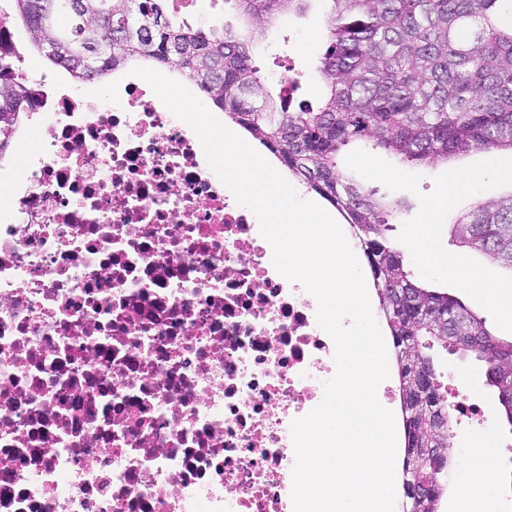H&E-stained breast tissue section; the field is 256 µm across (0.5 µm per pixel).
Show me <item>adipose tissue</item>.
Instances as JSON below:
<instances>
[{"label": "adipose tissue", "mask_w": 512, "mask_h": 512, "mask_svg": "<svg viewBox=\"0 0 512 512\" xmlns=\"http://www.w3.org/2000/svg\"><path fill=\"white\" fill-rule=\"evenodd\" d=\"M411 254L424 270L445 269L463 287L501 305L512 317V290L490 283L480 270L465 263L463 258L431 256L427 251L426 238L422 235L414 240ZM472 444L473 450L461 472L456 512H498V474L486 463L487 458L496 452L493 441L490 435L478 434L473 436Z\"/></svg>", "instance_id": "ef3b65f1"}]
</instances>
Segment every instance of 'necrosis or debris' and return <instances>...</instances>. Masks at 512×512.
<instances>
[{
    "label": "necrosis or debris",
    "mask_w": 512,
    "mask_h": 512,
    "mask_svg": "<svg viewBox=\"0 0 512 512\" xmlns=\"http://www.w3.org/2000/svg\"><path fill=\"white\" fill-rule=\"evenodd\" d=\"M0 56L44 143L0 213V512H293L291 424L335 344L183 122Z\"/></svg>",
    "instance_id": "4bbe7bcc"
}]
</instances>
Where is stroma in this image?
Returning <instances> with one entry per match:
<instances>
[{"mask_svg": "<svg viewBox=\"0 0 512 512\" xmlns=\"http://www.w3.org/2000/svg\"><path fill=\"white\" fill-rule=\"evenodd\" d=\"M324 11L322 0H307L303 11L267 25L264 38L252 49V56L271 92H278L280 78L286 74L298 81L295 101L314 106L321 102L317 67L327 47L322 34ZM180 18L207 33L236 29L242 25L233 0H192ZM27 64L34 75L57 76L72 93L97 96L113 105L121 100L119 74H112L103 82L79 81L32 51L27 54ZM338 167L353 175L364 187L404 201L405 206L390 233L397 249L403 253L408 252L411 240L424 230L431 234V247L435 254L461 253L460 245L450 235V224L456 214L467 209L478 197L496 196L512 190V154L508 152L473 151L446 162L427 165L403 162L384 150L372 148L368 142L355 141L340 152ZM452 172L468 174L471 180L467 188L441 211L438 223L426 224L425 216L440 198ZM422 283L432 290L457 296L485 320L492 334L503 339L512 338V320H504L494 305L460 288L446 275L426 277ZM431 354L440 383H454L469 401L487 408L484 429L491 433L497 449L493 465L501 475L500 510L512 512V426L500 416L497 390L486 382L485 363L475 355L454 354L438 345L434 346ZM475 432V427L467 421L452 417L453 466L448 473V488L438 505V512H451L458 491L456 464L461 460V450L470 447Z\"/></svg>", "mask_w": 512, "mask_h": 512, "instance_id": "obj_1", "label": "stroma"}]
</instances>
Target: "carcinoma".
<instances>
[{
  "instance_id": "cac0c4a2",
  "label": "carcinoma",
  "mask_w": 512,
  "mask_h": 512,
  "mask_svg": "<svg viewBox=\"0 0 512 512\" xmlns=\"http://www.w3.org/2000/svg\"><path fill=\"white\" fill-rule=\"evenodd\" d=\"M13 19L31 48L80 80H101L131 61L175 68L199 86L224 117L249 132L292 175L330 203L364 251L379 312L395 351L405 434L403 512L409 490L432 477L433 452L448 450V431L430 414L448 412L436 380L434 344L473 354L486 364L512 425V339L494 336L457 297L412 279L391 242L399 200L377 196L337 168L341 148L369 140L402 161L430 164L471 150L512 151V0H324L328 48L319 75L326 88L314 108L292 106L297 82L273 96L251 49L265 24L299 11L306 0H234L241 30L205 33L179 22L168 0H13ZM153 20L136 32L134 15ZM0 57V158L35 102ZM451 236L512 272V193L480 200L451 225ZM431 371L430 395L417 392L418 364ZM448 473L419 512H436Z\"/></svg>"
}]
</instances>
